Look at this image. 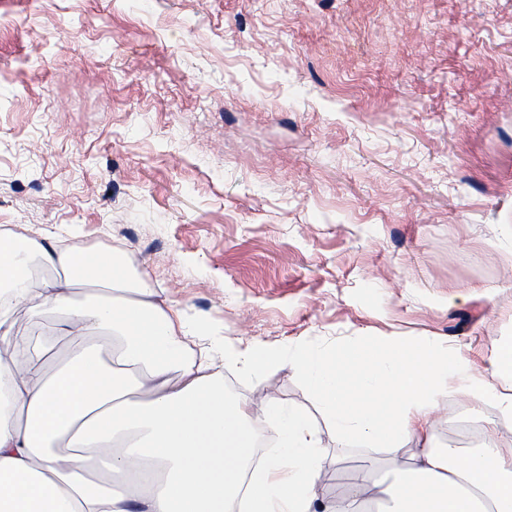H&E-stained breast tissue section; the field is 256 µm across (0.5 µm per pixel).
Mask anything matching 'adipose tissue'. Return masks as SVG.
I'll list each match as a JSON object with an SVG mask.
<instances>
[{
	"mask_svg": "<svg viewBox=\"0 0 512 512\" xmlns=\"http://www.w3.org/2000/svg\"><path fill=\"white\" fill-rule=\"evenodd\" d=\"M62 277L32 285V264ZM104 299L77 307L78 288ZM31 318L64 310L55 337L18 335L14 308ZM118 344L104 356L93 341ZM73 347L50 370L56 338ZM210 332L140 287L117 249L61 248L25 224L0 227V512H364L380 487L363 477L317 510L322 440L301 411L262 408L224 387L221 365L257 373L278 365L307 385L337 435L399 458L387 512H512V457L489 446L458 461L432 441L439 398L468 393L512 416V391L471 378L451 383L448 348L401 337L350 348L225 342L192 359L187 338ZM277 450L251 467L257 423Z\"/></svg>",
	"mask_w": 512,
	"mask_h": 512,
	"instance_id": "1",
	"label": "adipose tissue"
}]
</instances>
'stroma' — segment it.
I'll use <instances>...</instances> for the list:
<instances>
[{
  "instance_id": "35a3bbf8",
  "label": "stroma",
  "mask_w": 512,
  "mask_h": 512,
  "mask_svg": "<svg viewBox=\"0 0 512 512\" xmlns=\"http://www.w3.org/2000/svg\"><path fill=\"white\" fill-rule=\"evenodd\" d=\"M94 252L218 338L392 334L499 384L512 344V0H0V225ZM224 384L308 413L320 503L386 453L279 366ZM484 443L512 419L457 394Z\"/></svg>"
}]
</instances>
